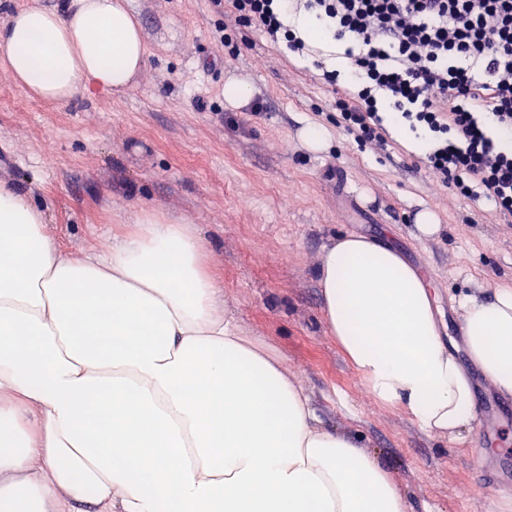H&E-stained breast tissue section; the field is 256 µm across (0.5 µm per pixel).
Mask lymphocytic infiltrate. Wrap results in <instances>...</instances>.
Segmentation results:
<instances>
[{
	"instance_id": "1",
	"label": "lymphocytic infiltrate",
	"mask_w": 512,
	"mask_h": 512,
	"mask_svg": "<svg viewBox=\"0 0 512 512\" xmlns=\"http://www.w3.org/2000/svg\"><path fill=\"white\" fill-rule=\"evenodd\" d=\"M237 20L305 55L290 13L351 39L345 128L387 148L390 111L429 138L424 164L457 195L512 218V0H232Z\"/></svg>"
}]
</instances>
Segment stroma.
I'll return each instance as SVG.
<instances>
[{
  "label": "stroma",
  "mask_w": 512,
  "mask_h": 512,
  "mask_svg": "<svg viewBox=\"0 0 512 512\" xmlns=\"http://www.w3.org/2000/svg\"><path fill=\"white\" fill-rule=\"evenodd\" d=\"M128 3L147 56L126 92L45 101L0 69V181L42 208L49 233L74 254L133 230L145 211L193 225L238 325L283 358L325 427L357 438L388 471L407 512H512V498L480 477L475 453L512 449V425L489 441L477 426L442 440L377 403L328 333L316 278L338 235L396 249L429 281L440 336L474 392L489 394L457 300L512 285V222L448 190L399 124L387 122L384 151L339 124L345 44L320 43L299 59L239 25L230 0ZM333 70L332 85L324 74ZM232 78L267 111L226 102ZM312 124L327 129V151L303 145ZM424 210L440 219L435 237L417 231Z\"/></svg>",
  "instance_id": "35a3bbf8"
}]
</instances>
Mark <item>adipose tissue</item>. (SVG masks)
Instances as JSON below:
<instances>
[{
  "instance_id": "1",
  "label": "adipose tissue",
  "mask_w": 512,
  "mask_h": 512,
  "mask_svg": "<svg viewBox=\"0 0 512 512\" xmlns=\"http://www.w3.org/2000/svg\"><path fill=\"white\" fill-rule=\"evenodd\" d=\"M146 45L126 0H38L0 21V68L47 101L127 89ZM317 284L328 331L379 403L456 438L474 393L435 297L395 249L349 233ZM472 360L512 395V287L459 303ZM0 512H406L389 473L324 427L246 335L193 227L144 213L74 256L0 182Z\"/></svg>"
}]
</instances>
